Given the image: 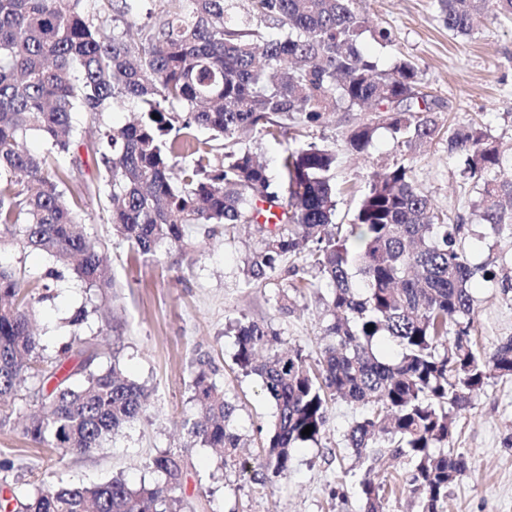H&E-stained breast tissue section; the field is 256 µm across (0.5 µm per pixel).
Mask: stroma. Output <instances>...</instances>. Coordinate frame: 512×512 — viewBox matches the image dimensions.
<instances>
[{"instance_id":"35a3bbf8","label":"stroma","mask_w":512,"mask_h":512,"mask_svg":"<svg viewBox=\"0 0 512 512\" xmlns=\"http://www.w3.org/2000/svg\"><path fill=\"white\" fill-rule=\"evenodd\" d=\"M370 26L389 28L395 40L379 43L364 34L360 49L379 68L400 57L418 66L420 85L435 102L442 133L405 150L389 131L378 130L368 151L351 154L346 134L374 120L371 112H338L321 126L293 127L283 143L257 141L252 149L275 165L283 148L314 141L335 151L336 219L350 223L372 172L407 158L421 189L449 219L474 223L477 190L449 155L447 134L456 124L481 120L504 154L512 155V18L482 22L472 35L448 31L436 0H356ZM108 260L112 292L93 294L85 283L44 252L6 246L0 265L29 285L37 331L48 355H56L73 335L86 341L95 366L119 364L142 384L149 405L135 422L102 447L60 455L23 432L26 415L38 410V382L22 388L15 400L0 403V490L25 497L40 486L58 489L75 483L104 482L120 476L132 484L150 482L149 458L163 452L185 463L180 495L183 512H361L363 478L387 487L385 512H416L403 484L407 468L389 457L357 458L345 436L359 418V407L335 401L327 408L317 442L300 445L284 478L267 472L265 431L275 407L256 377L238 369L235 326L264 323L279 347L301 349L317 360L328 323L325 289L293 291L296 276L316 279L315 270L294 258L284 261L266 283L246 285L241 268L255 243L248 226L191 224L183 243L164 245L153 259L136 256L131 244L113 235L106 214L91 206L82 226ZM54 297L39 301L43 284ZM91 315L80 327L68 320L81 308ZM474 337L490 351L512 337V301L501 284L481 283L474 292ZM236 404L233 427L241 437L235 463L221 464L213 449L190 441L182 424L193 417V381L198 361ZM445 452L464 455L466 470L448 486L445 512H512V378L492 376L473 409L457 416ZM342 486L344 495L329 491Z\"/></svg>"}]
</instances>
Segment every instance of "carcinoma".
<instances>
[{
	"instance_id": "obj_1",
	"label": "carcinoma",
	"mask_w": 512,
	"mask_h": 512,
	"mask_svg": "<svg viewBox=\"0 0 512 512\" xmlns=\"http://www.w3.org/2000/svg\"><path fill=\"white\" fill-rule=\"evenodd\" d=\"M0 0V226L11 241L38 249L91 287L112 280L103 257L74 230L97 203L113 232L144 257L179 243L187 224L255 226L246 255L248 285L262 284L287 258L304 256L329 289L332 317L321 357L311 363L295 348L259 350L278 341L250 322L237 329L235 361L255 375L276 415L266 438L265 468L290 470L292 452L316 441L328 404L338 398L362 409L347 432L355 455H389L409 466L406 488L419 512H444L448 484L466 468L461 454L437 450L452 435L453 416L467 410L493 373L512 376V337L485 352L472 340L473 286L512 275L473 264L469 224L448 223L400 159L370 176L352 223H336V153L307 143L285 149L271 175L249 146L277 141L288 123L318 126L334 112L368 108L406 149L438 134L428 101H419L418 67L402 57L385 70L359 49L367 21L355 0H186L163 7L147 28L129 17L130 0ZM448 31L469 36L486 12L512 17V0H437ZM123 26H111L117 18ZM284 34L266 40L253 21ZM132 121L98 125L90 141L72 113L102 115L124 102ZM157 118H152V115ZM210 130L209 139L197 135ZM378 126L346 136L363 153ZM47 148L24 149L28 133ZM88 143L96 161L94 192L70 188L74 149ZM224 150L221 161L215 152ZM448 153L478 190L474 213L497 236H512V164L479 123L458 125ZM27 286L0 267V400L14 398L29 377L55 381L24 432L64 453L88 452L136 421L145 390L119 365L106 371L94 357L66 367L31 326ZM395 343L387 360L380 342ZM198 412L190 438L234 459L240 436L236 405L210 381L206 363L195 375ZM313 427L304 435L306 426ZM147 468L160 479L40 490L24 500L0 499V512H181L183 460L164 452ZM364 512H383L385 489L360 482ZM16 510H10L11 501Z\"/></svg>"
}]
</instances>
